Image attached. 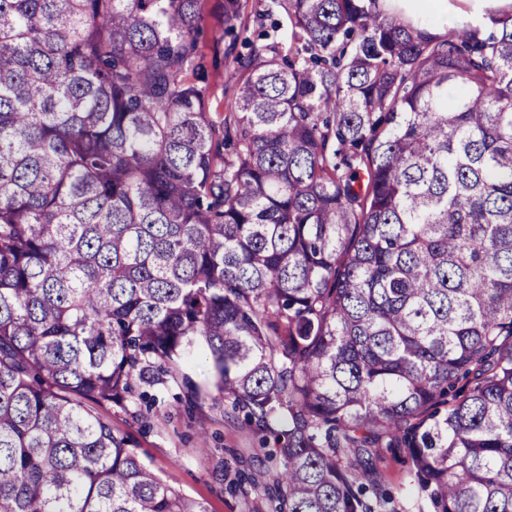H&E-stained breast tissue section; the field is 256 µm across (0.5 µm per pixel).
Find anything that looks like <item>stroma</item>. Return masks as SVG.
I'll return each instance as SVG.
<instances>
[{"label": "stroma", "mask_w": 512, "mask_h": 512, "mask_svg": "<svg viewBox=\"0 0 512 512\" xmlns=\"http://www.w3.org/2000/svg\"><path fill=\"white\" fill-rule=\"evenodd\" d=\"M224 0H203L205 18L201 39L203 64L214 92L210 112L225 109L237 90L225 74L224 44L212 33L222 26ZM156 403L142 421L120 409L107 413L115 429L130 433L144 460L187 497L203 503L208 512H267L263 485L266 481V448L243 413L224 402L208 365L201 361L180 363L164 383L148 386ZM381 484L391 497L393 512H430L418 500L414 478L402 456L380 451ZM250 475L256 481L249 496L234 492L233 482Z\"/></svg>", "instance_id": "obj_1"}]
</instances>
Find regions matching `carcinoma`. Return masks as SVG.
<instances>
[{
  "instance_id": "1",
  "label": "carcinoma",
  "mask_w": 512,
  "mask_h": 512,
  "mask_svg": "<svg viewBox=\"0 0 512 512\" xmlns=\"http://www.w3.org/2000/svg\"><path fill=\"white\" fill-rule=\"evenodd\" d=\"M201 2L0 0V512H208L98 411L191 357L271 512H512V11L263 0L217 121ZM383 9L399 13L430 33L444 35L462 22H488V14L512 9V0H383ZM380 457L378 466L382 489L391 496L388 509L398 512H430L432 509L417 498L414 477L409 473L403 457L394 454L389 448H380Z\"/></svg>"
}]
</instances>
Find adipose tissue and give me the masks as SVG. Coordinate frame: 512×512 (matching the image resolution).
<instances>
[{
  "label": "adipose tissue",
  "instance_id": "1",
  "mask_svg": "<svg viewBox=\"0 0 512 512\" xmlns=\"http://www.w3.org/2000/svg\"><path fill=\"white\" fill-rule=\"evenodd\" d=\"M382 5L386 12L443 35L463 22L486 23L490 12L511 9L512 0H383Z\"/></svg>",
  "mask_w": 512,
  "mask_h": 512
}]
</instances>
